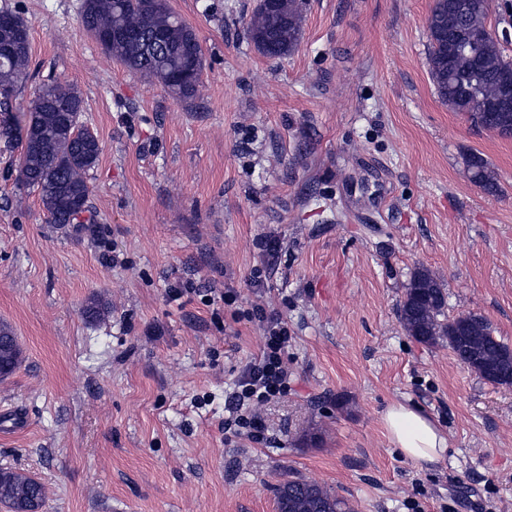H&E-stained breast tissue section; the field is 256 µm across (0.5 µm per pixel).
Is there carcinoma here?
I'll list each match as a JSON object with an SVG mask.
<instances>
[{"instance_id":"carcinoma-1","label":"carcinoma","mask_w":512,"mask_h":512,"mask_svg":"<svg viewBox=\"0 0 512 512\" xmlns=\"http://www.w3.org/2000/svg\"><path fill=\"white\" fill-rule=\"evenodd\" d=\"M489 9L480 6L456 17L448 0H435L428 18L429 73L439 99L453 112L474 117V111L497 101L503 83L512 86V59L487 26ZM83 28L115 59L162 85L172 96L195 95L200 77L178 80L190 60L203 69L199 38L169 6L168 0H83ZM303 22V0H278L274 9H255L247 33L255 48L269 57L288 55L297 45ZM120 28L140 33L134 41H112ZM30 41L0 29V136L20 146L17 180L36 190L47 222L59 227L80 223L88 209L87 175L101 153L96 135L79 126L84 100L74 86L49 80L41 83L26 113L14 115L13 102L28 77ZM473 182L488 192L497 189L490 164L480 155L467 158ZM442 283L426 268H417L405 287L399 318L416 341L447 344L458 361L481 378L512 386V349L493 336L487 320L476 314L445 316ZM109 305L92 298L87 318H104ZM21 349L11 327L0 323V378L12 374ZM44 486L32 475L0 468V505L9 512H39ZM277 512H352L349 502L325 485L291 478L276 488Z\"/></svg>"}]
</instances>
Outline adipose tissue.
I'll return each instance as SVG.
<instances>
[{"label":"adipose tissue","instance_id":"ef3b65f1","mask_svg":"<svg viewBox=\"0 0 512 512\" xmlns=\"http://www.w3.org/2000/svg\"><path fill=\"white\" fill-rule=\"evenodd\" d=\"M383 426L392 445L418 466L438 463L448 451L446 436L420 408L391 404Z\"/></svg>","mask_w":512,"mask_h":512}]
</instances>
